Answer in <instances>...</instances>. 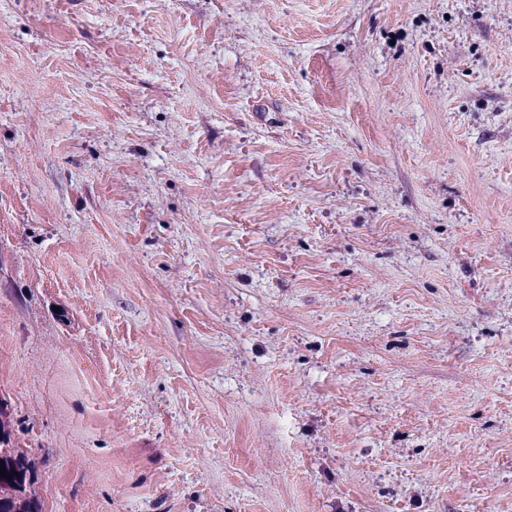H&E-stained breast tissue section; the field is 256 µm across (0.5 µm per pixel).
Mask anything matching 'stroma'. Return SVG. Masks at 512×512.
I'll return each instance as SVG.
<instances>
[{
	"mask_svg": "<svg viewBox=\"0 0 512 512\" xmlns=\"http://www.w3.org/2000/svg\"><path fill=\"white\" fill-rule=\"evenodd\" d=\"M0 401L42 512H512V0H0Z\"/></svg>",
	"mask_w": 512,
	"mask_h": 512,
	"instance_id": "35a3bbf8",
	"label": "stroma"
}]
</instances>
